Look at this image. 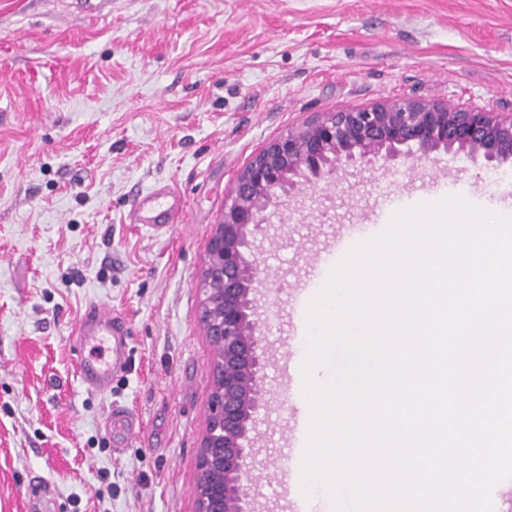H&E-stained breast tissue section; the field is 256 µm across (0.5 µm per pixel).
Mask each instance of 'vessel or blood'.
<instances>
[{
  "instance_id": "obj_1",
  "label": "vessel or blood",
  "mask_w": 512,
  "mask_h": 512,
  "mask_svg": "<svg viewBox=\"0 0 512 512\" xmlns=\"http://www.w3.org/2000/svg\"><path fill=\"white\" fill-rule=\"evenodd\" d=\"M181 210L180 194L164 185L140 197L130 216L134 223L165 228ZM71 349L77 357L81 384L96 393L110 391L113 374L124 371L132 357L126 322L99 303L91 304L79 319ZM106 426L109 432L126 439L136 435L140 428L138 418L120 407L112 408Z\"/></svg>"
}]
</instances>
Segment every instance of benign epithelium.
Masks as SVG:
<instances>
[{
  "mask_svg": "<svg viewBox=\"0 0 512 512\" xmlns=\"http://www.w3.org/2000/svg\"><path fill=\"white\" fill-rule=\"evenodd\" d=\"M443 149L474 160L512 159V113L395 97L371 107L323 112L261 150L224 200V218L209 240L202 273L200 321L221 355L212 367L208 415L192 488L195 512H246L255 479L246 468L248 435L267 406L265 337L255 319L259 276L251 238L268 210L290 197L296 178L333 177L376 161L395 162L411 150ZM216 287L210 288L208 284Z\"/></svg>",
  "mask_w": 512,
  "mask_h": 512,
  "instance_id": "7a95c632",
  "label": "benign epithelium"
}]
</instances>
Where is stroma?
I'll return each instance as SVG.
<instances>
[{"mask_svg": "<svg viewBox=\"0 0 512 512\" xmlns=\"http://www.w3.org/2000/svg\"><path fill=\"white\" fill-rule=\"evenodd\" d=\"M413 96L512 113V0H0V512H194L213 348L199 320L209 239L237 174L321 112ZM172 227L129 219L156 185ZM463 195L512 215V160L438 150L301 182L254 239L271 398L252 432V512H292L273 475L309 410L306 308L343 244ZM133 354L108 395L70 332L91 303ZM141 433L114 446L112 405Z\"/></svg>", "mask_w": 512, "mask_h": 512, "instance_id": "obj_1", "label": "stroma"}]
</instances>
